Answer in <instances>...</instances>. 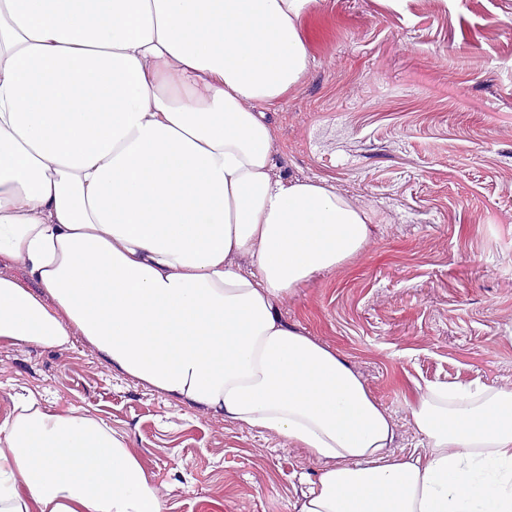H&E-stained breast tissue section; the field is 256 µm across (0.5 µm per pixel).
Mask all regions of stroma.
<instances>
[{
	"mask_svg": "<svg viewBox=\"0 0 512 512\" xmlns=\"http://www.w3.org/2000/svg\"><path fill=\"white\" fill-rule=\"evenodd\" d=\"M312 65L269 110L284 175L374 216L366 249L282 301L419 440L424 383L512 390V0H317ZM105 421L166 512H299L321 466L271 433L175 403L72 346L0 343V421Z\"/></svg>",
	"mask_w": 512,
	"mask_h": 512,
	"instance_id": "1",
	"label": "stroma"
}]
</instances>
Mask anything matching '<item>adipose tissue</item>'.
I'll use <instances>...</instances> for the list:
<instances>
[{"label": "adipose tissue", "instance_id": "obj_1", "mask_svg": "<svg viewBox=\"0 0 512 512\" xmlns=\"http://www.w3.org/2000/svg\"><path fill=\"white\" fill-rule=\"evenodd\" d=\"M315 0H0V342L109 367L321 463L300 512H512V390L429 387L420 435L278 305L372 215L280 174L265 112L308 71ZM251 260L242 271L238 257ZM0 512H163L105 422L0 421Z\"/></svg>", "mask_w": 512, "mask_h": 512}]
</instances>
